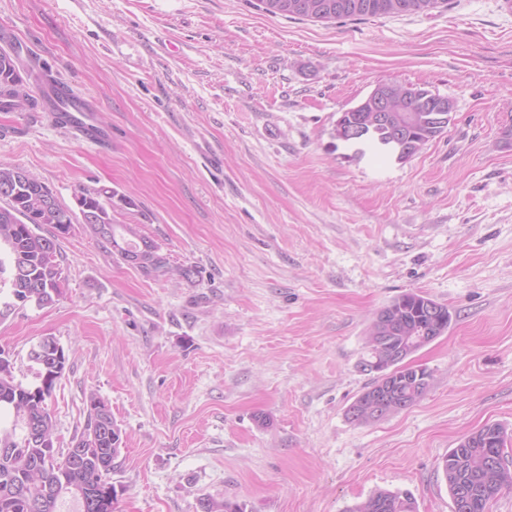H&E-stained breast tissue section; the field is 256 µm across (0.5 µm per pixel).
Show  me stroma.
Segmentation results:
<instances>
[{
  "mask_svg": "<svg viewBox=\"0 0 512 512\" xmlns=\"http://www.w3.org/2000/svg\"><path fill=\"white\" fill-rule=\"evenodd\" d=\"M0 49L112 130L101 147L44 110L0 112V164L69 207L113 191L115 223L197 270L146 277L77 221L54 303L0 314L23 386L40 384L41 339L65 352L46 400L56 448L84 431L90 394L109 404L117 512H200L207 495L347 512L380 489L452 512L441 458L486 425L512 437V6L321 22L258 0H0ZM381 83L456 104L404 162L336 137ZM410 292L452 315L412 357L430 387L351 422L368 327Z\"/></svg>",
  "mask_w": 512,
  "mask_h": 512,
  "instance_id": "stroma-1",
  "label": "stroma"
}]
</instances>
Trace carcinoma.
<instances>
[{
    "mask_svg": "<svg viewBox=\"0 0 512 512\" xmlns=\"http://www.w3.org/2000/svg\"><path fill=\"white\" fill-rule=\"evenodd\" d=\"M270 15L301 16L329 21L332 19L380 16L432 11L448 0H259ZM424 88L414 85H394L389 111L383 120L366 127L365 142L389 152L398 161H406L413 154H399L403 142L421 147L440 136L451 120V113H443L438 120L425 112L421 102ZM60 98L64 91L55 85L40 82L32 90L24 85L15 57L0 52V112L33 110L39 102ZM0 245L7 251L0 253V289L21 304L33 302L39 306L54 302L60 294L62 270L55 262L59 237L68 233L74 212L59 200L46 202L53 191L44 183L30 184L22 169L0 165ZM80 212L90 211L96 223L89 226L99 235L97 225L112 227V237L101 238L113 255L126 260L133 254L138 259L134 267L145 276L175 277L191 280L194 274L188 266H173L161 247L139 234L135 224H115L100 193L83 191L76 196ZM48 224L55 229L50 236L40 235L35 229ZM425 296L406 293L392 301L375 320L367 343L375 337L392 336L404 344L409 355L422 349L417 342L420 327L426 319L419 313ZM67 358L57 343L45 350L43 362L38 364L41 385L31 389L15 382L9 361L0 350V412L16 414L15 423L21 424L23 435L15 439L11 432H0V512H59V501L66 495L79 500L77 490L85 486L102 487L97 506L88 511L116 512L115 487L108 480L122 444L121 429L112 416L109 405L99 396L89 397V412L77 459L69 462L60 455L54 444L46 445L28 433L32 423H42L49 430L53 422L46 399L55 381L65 369ZM427 387L410 382L403 387L405 407L416 403ZM497 438L486 441L485 429H478L461 438L448 450L440 467L448 486L452 504L461 497L470 502L467 512H490L492 502L505 490H512V468L506 464L503 449L506 431L495 426ZM203 512H244L242 505L206 498ZM347 512H417L414 497L409 492L376 491Z\"/></svg>",
    "mask_w": 512,
    "mask_h": 512,
    "instance_id": "cac0c4a2",
    "label": "carcinoma"
}]
</instances>
